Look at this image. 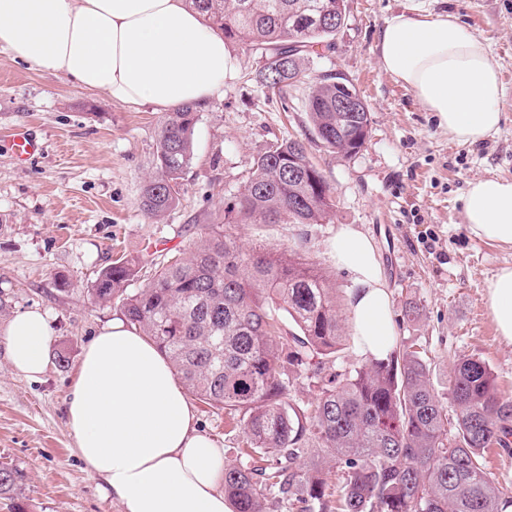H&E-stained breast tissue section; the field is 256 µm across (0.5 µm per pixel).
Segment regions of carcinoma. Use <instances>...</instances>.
Returning a JSON list of instances; mask_svg holds the SVG:
<instances>
[{
  "mask_svg": "<svg viewBox=\"0 0 512 512\" xmlns=\"http://www.w3.org/2000/svg\"><path fill=\"white\" fill-rule=\"evenodd\" d=\"M188 2L224 40L268 59L299 49L296 60L259 69L272 91L309 77L314 47H331L335 36V0ZM338 91L330 73L312 79L306 112L321 142L349 156L363 146L371 115L336 111ZM198 121L191 105L165 113L156 172L141 187L148 217L179 202ZM334 206L302 141L284 139L258 156L224 223L208 225L188 257L156 267L134 292L136 261L117 259L96 273L92 298L118 301L127 323L157 344L191 394L239 417L249 448L224 467V495L235 512H270L284 499L298 512H330L325 459L343 473L337 512H504L512 501L487 472L484 454L494 445L512 450V398L499 392L485 361H453L451 416L435 394L430 364L405 345L334 374L308 416L285 402L286 381L305 359L332 363L344 344L336 289L301 250L244 253L224 225L320 224ZM276 307L298 330L288 344ZM313 447L319 454L309 461ZM19 481L18 471L0 468V492L17 490Z\"/></svg>",
  "mask_w": 512,
  "mask_h": 512,
  "instance_id": "1",
  "label": "carcinoma"
}]
</instances>
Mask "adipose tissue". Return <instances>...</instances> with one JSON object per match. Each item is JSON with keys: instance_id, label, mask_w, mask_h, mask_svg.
I'll return each mask as SVG.
<instances>
[{"instance_id": "1", "label": "adipose tissue", "mask_w": 512, "mask_h": 512, "mask_svg": "<svg viewBox=\"0 0 512 512\" xmlns=\"http://www.w3.org/2000/svg\"><path fill=\"white\" fill-rule=\"evenodd\" d=\"M0 48L112 102L158 112L209 102L237 67L223 36L185 0H0ZM377 59L457 143L472 146L498 130V69L457 17L406 7L386 19ZM463 211L473 236L512 246L511 179L471 181ZM329 248L356 284L347 300L351 333L361 352L382 357L395 327L376 248L351 224L337 227ZM486 294L512 343V266L498 271ZM52 336L45 314L28 310L0 340L10 366L34 378L46 369ZM65 414L80 457L123 512H232L223 449L199 429L168 359L123 321L84 348Z\"/></svg>"}]
</instances>
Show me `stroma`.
Wrapping results in <instances>:
<instances>
[{
    "label": "stroma",
    "instance_id": "35a3bbf8",
    "mask_svg": "<svg viewBox=\"0 0 512 512\" xmlns=\"http://www.w3.org/2000/svg\"><path fill=\"white\" fill-rule=\"evenodd\" d=\"M410 4L456 15L488 45L504 96L500 128L485 142L452 141L434 113L380 69L379 31ZM333 42L311 62L310 79L292 83L282 96L260 84L257 55L230 44L237 70L226 77L223 95L200 109L179 203L158 220L143 213L140 191L154 171L163 113L114 103L0 49V332L15 314L41 310L53 330L51 353L66 357L29 379L12 369L0 347V463L22 476L19 495H0V512H123L80 458L64 413L85 346L121 315L118 305L93 301L91 283L113 260L137 257L141 270L131 286L140 288L156 266L189 256L207 224L223 217L255 159L286 138L304 142L335 207L320 224L230 225L240 249L304 245L330 277L345 320L355 283L337 268L328 244L338 225H354L377 248L394 341L430 363L440 402L448 400L453 360L469 356L485 360L498 388L512 397V343L499 335L486 298L488 282L512 266V247L472 237L463 213L469 182L512 178V0H348ZM325 73L347 80L371 113L367 139L349 157L322 144L305 111L311 78ZM19 126L41 146L22 165L8 145ZM408 307L416 310L409 320ZM330 379V371L306 365L286 403L311 411ZM193 406L200 429L223 448L225 464H235L246 445L243 429L201 401Z\"/></svg>",
    "mask_w": 512,
    "mask_h": 512
}]
</instances>
